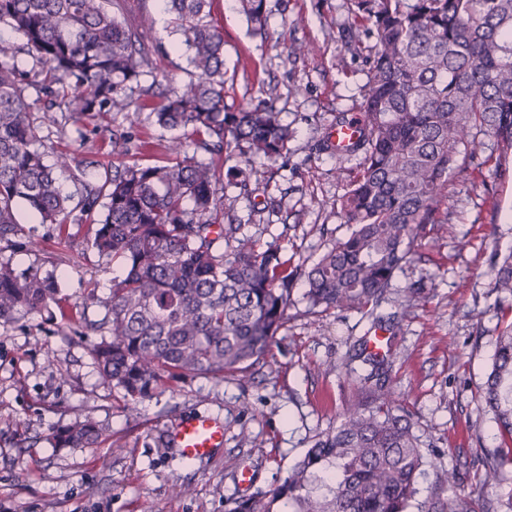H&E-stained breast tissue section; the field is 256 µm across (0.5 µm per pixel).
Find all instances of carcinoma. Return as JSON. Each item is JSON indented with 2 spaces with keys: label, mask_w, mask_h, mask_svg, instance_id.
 <instances>
[{
  "label": "carcinoma",
  "mask_w": 512,
  "mask_h": 512,
  "mask_svg": "<svg viewBox=\"0 0 512 512\" xmlns=\"http://www.w3.org/2000/svg\"><path fill=\"white\" fill-rule=\"evenodd\" d=\"M212 2L165 0L191 70L155 104L141 86L153 70L151 22L127 25L119 0H0V25L23 40L17 48L0 40V241L16 251L32 243L16 217L20 201L43 224L93 226L88 247L123 272L112 278L102 318H68L60 329L94 334L100 376L128 408L173 382L242 374L265 360L300 284L313 312L373 313L422 225L439 222L448 179L483 150L480 136L494 138L497 165L512 155V0H346L350 42L371 41L359 136L344 151L362 155L339 199L350 230L310 267L288 266L279 249L239 235L226 213L224 184L258 190L257 163L288 154L293 133L269 105L226 107L224 34L210 20ZM239 3L264 34L265 0ZM114 109L132 126L147 110L171 132L160 145L165 163L121 160L131 151L122 133L112 134L119 160L95 181L87 179L93 161L60 152L46 163L42 125ZM224 156L240 164L226 169L217 164ZM65 174L81 185L79 199L62 191ZM496 287L512 294V253ZM63 303L53 274L0 261L1 322L52 315ZM481 398L502 444L467 494L444 497L459 477L440 468L418 499L424 455L410 415L378 382L275 486L228 512H512V490L495 507L484 495L512 465L511 323L497 338ZM102 435L86 418L51 439L56 448H91Z\"/></svg>",
  "instance_id": "obj_1"
}]
</instances>
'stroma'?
Here are the masks:
<instances>
[{
    "mask_svg": "<svg viewBox=\"0 0 512 512\" xmlns=\"http://www.w3.org/2000/svg\"><path fill=\"white\" fill-rule=\"evenodd\" d=\"M346 0H266L267 34L250 32L237 8L215 0L212 19L224 32L229 108L265 100L293 131L285 157L269 166L254 193L229 188L231 213L245 235L277 245L291 264L312 265L348 232L336 204L359 157L319 150L342 116H352L367 81L365 49L347 45ZM128 23L154 21L156 69L142 85L155 100L187 77V56L162 0H123ZM310 53L295 54L294 46ZM122 115L101 112L79 124L45 129L46 158L71 152L111 168L113 131ZM469 169L448 182V219L428 224L412 245L374 315L309 312L296 299L266 363L244 375L198 376L127 408L104 384L86 341L59 330L58 320L30 315L0 322V512H225L228 500L265 491L288 472L316 436L339 425L367 375L375 331L386 334L382 378L407 411L427 460L422 487L437 468H457L456 492L469 490L482 461L501 442L481 401L496 339L512 322V295L495 286V257L512 252V173L502 174L492 137ZM32 250L0 242V259L60 275L73 316L101 318L119 262L87 246L90 226L41 223L20 209ZM423 300L411 305L409 289ZM87 414L112 440L94 448H56L54 427ZM210 414L224 423V445L183 460L168 434L180 420ZM253 473L250 488L240 468Z\"/></svg>",
    "mask_w": 512,
    "mask_h": 512,
    "instance_id": "1",
    "label": "stroma"
}]
</instances>
